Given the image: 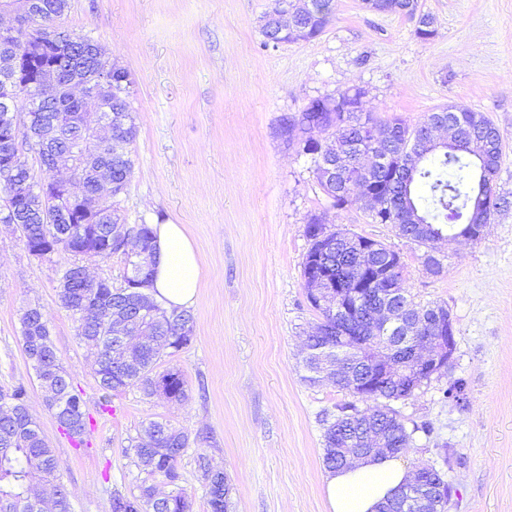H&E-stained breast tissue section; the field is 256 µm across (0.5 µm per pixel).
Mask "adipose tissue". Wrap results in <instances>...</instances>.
I'll list each match as a JSON object with an SVG mask.
<instances>
[{"label": "adipose tissue", "mask_w": 512, "mask_h": 512, "mask_svg": "<svg viewBox=\"0 0 512 512\" xmlns=\"http://www.w3.org/2000/svg\"><path fill=\"white\" fill-rule=\"evenodd\" d=\"M157 263L152 291L167 307L193 304L200 288L198 254L184 225L156 227ZM412 478L396 457L376 456L328 471L323 478L327 512H378L385 498Z\"/></svg>", "instance_id": "adipose-tissue-1"}]
</instances>
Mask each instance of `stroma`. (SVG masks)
Masks as SVG:
<instances>
[{
  "mask_svg": "<svg viewBox=\"0 0 512 512\" xmlns=\"http://www.w3.org/2000/svg\"><path fill=\"white\" fill-rule=\"evenodd\" d=\"M419 2L435 21L427 40L404 16L334 0L321 35L272 47L259 23L268 0H69L66 27L104 46L130 75L134 165L115 205L129 225H185L202 278L190 307L194 337L161 361L182 371L186 400L131 386L105 409L94 357L58 301L69 255L35 258L0 223V390L26 387L75 512H111L113 491H137L145 475L130 440L151 419L214 439L192 444L179 462L193 512H210L201 453L228 479L230 512H326L322 419L351 396L304 382L297 368L320 320L303 278L314 214L398 252L414 300L450 311L448 377L393 404L415 432L404 463L442 470L453 487L447 512H512V209L495 214L480 240L438 242L442 270L432 275L422 248L391 225L332 207L303 151L325 133L281 134L284 117L348 89L363 90L380 121L414 125L463 105L503 135L496 183L512 194V0ZM30 303L46 312L61 363L84 394L90 425L81 447L60 430L23 352L20 315ZM452 377L466 382L464 403L444 395ZM425 423L432 434L420 432Z\"/></svg>",
  "mask_w": 512,
  "mask_h": 512,
  "instance_id": "stroma-1",
  "label": "stroma"
}]
</instances>
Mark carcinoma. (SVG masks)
Listing matches in <instances>:
<instances>
[{
    "mask_svg": "<svg viewBox=\"0 0 512 512\" xmlns=\"http://www.w3.org/2000/svg\"><path fill=\"white\" fill-rule=\"evenodd\" d=\"M47 10L41 15L25 11L22 0H0V10L18 11V31L40 27L44 41L38 44L41 57L37 66H56L57 80L53 85L41 84L31 74L7 101L0 100V192L4 205L0 207V223L13 224L28 253L46 258L64 250L73 260L65 268L60 281L58 299L77 323V335L93 351L95 374L105 392L139 387L147 396L162 393L171 401L186 398L182 371L169 368L158 372L163 357H171L186 347L193 338L195 321L188 310L168 309L147 292L154 262V229L148 224H125L113 199L127 190L133 161L128 147L136 135L135 117L130 102L128 73L115 64L107 50L90 38L60 27L69 9V0H45ZM301 23L305 34L297 38L286 31L273 38L263 28L265 44L279 45L318 37L326 28L333 11V0H306ZM389 13L417 18L416 35L426 40L432 18L419 12V4L410 0H387ZM96 63L111 69L103 87V98L112 113L111 136L86 149L91 158L80 177L82 190L95 212L86 216L72 213L67 223H58L61 203L59 196L43 192L44 177L29 168H18L12 159L21 148L38 154L43 172L50 173L54 160L67 155L91 137L90 113L86 100L72 98L66 87L67 73L59 62L58 50L64 44ZM17 45L0 38V72H14L15 61L22 58ZM35 104L42 110L43 121L23 125L19 102ZM443 120L450 127V146L434 151L404 176L410 153L417 146V136L424 129ZM374 124L371 114L364 112L363 92H341L336 96L312 101L299 118L283 119L282 133L290 136L296 127L317 126L333 138L329 148L317 143L306 153L312 155L314 171L325 195L338 209L359 204L361 188H368L377 209L367 212L373 224H389L397 234L420 247H428L429 235L441 239L448 230L457 235L471 233L477 241L475 207L485 206L484 223L509 207L508 197L496 190L495 179L500 165L502 146L490 142L486 154L490 171L484 183L475 176V143L491 121L481 112L462 105H446L424 115L414 126L396 118L382 126L380 146L387 151L386 163L380 168L364 159L352 156L353 144ZM342 152L350 167L337 175L346 192L324 182L322 164L329 149ZM324 220L318 215L309 218L306 235L310 248L304 263L303 276L306 297L319 312L322 325L336 326L328 306L317 304L311 289L317 276L310 273L311 260L325 241L318 239V229ZM123 256L124 285L116 288L112 281L98 282L87 273L86 262ZM355 262L354 245L340 244L330 255V277L338 279L340 287H351L349 280ZM405 313L427 316L439 308L437 304L421 305L408 292L400 300ZM24 354L31 364L36 380L45 393L47 408L53 413L65 434L75 442H83L88 413L83 393L74 385L58 357L51 337L49 320L38 305L24 309L20 318ZM363 398L365 407L354 404L339 408L333 419H324V463L329 469L346 466L347 448L338 446L340 435L355 434L376 428L392 442L396 453H403L413 442L414 432L407 430L390 402L407 399L415 392L411 381H389L371 389ZM191 445L188 433L163 420L151 419L143 427V435L134 445L135 465L153 477H159L170 491L159 496L154 487L143 486L139 494L111 493V512H192L191 496L181 485L179 461ZM206 481L210 512H229L230 487L224 472L210 466L206 455L198 457ZM58 459L50 448L39 424L29 412L27 390L19 385L10 392H0V512H44L41 486L55 482L53 512H72L68 493L58 482Z\"/></svg>",
    "mask_w": 512,
    "mask_h": 512,
    "instance_id": "1",
    "label": "carcinoma"
}]
</instances>
